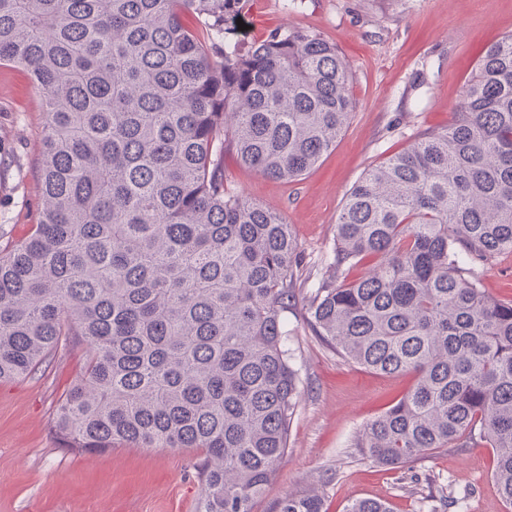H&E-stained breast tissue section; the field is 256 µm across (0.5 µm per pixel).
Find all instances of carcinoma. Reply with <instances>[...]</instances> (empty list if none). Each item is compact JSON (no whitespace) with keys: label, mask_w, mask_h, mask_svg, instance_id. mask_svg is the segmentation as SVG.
I'll list each match as a JSON object with an SVG mask.
<instances>
[{"label":"carcinoma","mask_w":512,"mask_h":512,"mask_svg":"<svg viewBox=\"0 0 512 512\" xmlns=\"http://www.w3.org/2000/svg\"><path fill=\"white\" fill-rule=\"evenodd\" d=\"M248 2L0 0V65L28 69L45 106L41 216L0 244V384L82 348L56 441L198 452L197 512H252L300 395L284 330L298 243L229 188L224 154L294 181L356 109L336 45L304 29L249 43ZM456 115L351 189L308 321L347 361L412 377L358 432L366 458L491 448L512 507V300L476 273L512 254V35L481 52ZM427 488L428 512L455 505ZM274 512L324 500L290 494ZM344 512L392 510L361 498Z\"/></svg>","instance_id":"cac0c4a2"}]
</instances>
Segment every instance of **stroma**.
<instances>
[{"label":"stroma","instance_id":"obj_1","mask_svg":"<svg viewBox=\"0 0 512 512\" xmlns=\"http://www.w3.org/2000/svg\"><path fill=\"white\" fill-rule=\"evenodd\" d=\"M245 35L311 30L336 44L352 70L353 117L335 148L300 180L286 183L225 160L232 188L280 213L299 244L301 279L288 312V347L301 396L290 448L253 512H274L291 493H324L327 512L358 498L394 512H427L415 480L433 479L457 498L450 512H507L483 447L442 449L405 467L373 464L353 446L367 420L409 387L326 349L307 324L315 290L333 272L336 223L346 195L372 166L423 133L452 124L465 83L489 44L512 34V0H253ZM44 104L29 73L0 66V225L11 239L37 223L36 171ZM81 349L49 358L0 385V512H196L194 451L116 448L79 455L59 448L51 421L61 393L80 374Z\"/></svg>","mask_w":512,"mask_h":512}]
</instances>
